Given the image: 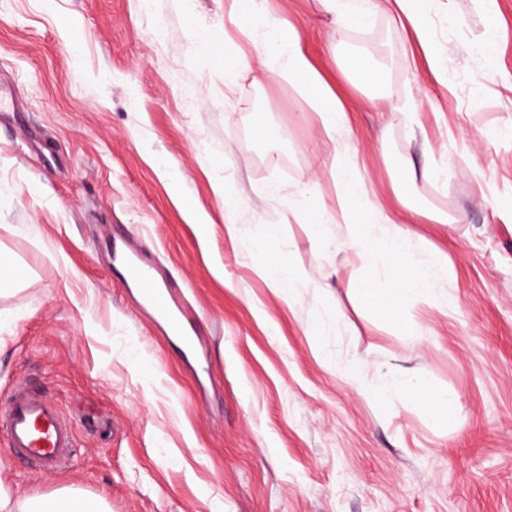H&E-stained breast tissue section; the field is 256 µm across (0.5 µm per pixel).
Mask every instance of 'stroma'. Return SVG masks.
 <instances>
[{"label": "stroma", "instance_id": "35a3bbf8", "mask_svg": "<svg viewBox=\"0 0 512 512\" xmlns=\"http://www.w3.org/2000/svg\"><path fill=\"white\" fill-rule=\"evenodd\" d=\"M258 2L241 32L232 0H0V263L30 273L0 296V395L27 379L78 445L45 474L0 436V488H74L109 512L218 498L224 512H512V0H428L444 80L387 14L352 26L322 0ZM267 17L341 97L350 128L335 139L282 77ZM224 36L252 68L214 63ZM356 50L381 87L329 61ZM338 157L409 229L414 259L447 256L434 302L370 307L355 283L389 288L393 271L346 263L339 237L304 223L312 208L343 217ZM118 225L184 282L206 358L138 315L112 272ZM273 249L296 301L271 286ZM351 361L377 385L409 373L429 397L369 399ZM448 391L443 425L430 397Z\"/></svg>", "mask_w": 512, "mask_h": 512}]
</instances>
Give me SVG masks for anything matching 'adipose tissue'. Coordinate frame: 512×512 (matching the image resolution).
<instances>
[{"label": "adipose tissue", "instance_id": "1", "mask_svg": "<svg viewBox=\"0 0 512 512\" xmlns=\"http://www.w3.org/2000/svg\"><path fill=\"white\" fill-rule=\"evenodd\" d=\"M375 9L394 15L402 24L408 25L420 47L426 62L435 75L446 72L444 57L436 50L431 33L425 25L424 0H374ZM284 72L289 81L303 89L307 101L318 112L322 126L326 132L334 133L347 129L349 115L343 102L321 77L316 65L301 46V37L296 31H289L288 43L284 48ZM337 186L340 190L345 208L352 223L363 225L365 232L361 235H346L343 246L353 258L365 259L374 265L387 268L405 263L406 274L397 276L392 292H385L376 282L364 281L358 284L357 290L377 305H386L388 297H402L406 294L417 295L423 301H432L436 290L428 272L419 264L408 259L404 251L407 232L398 230L384 238L379 251H371L368 238L373 235L376 227L386 222L387 216L382 204L371 201L366 182L353 166H346L336 174Z\"/></svg>", "mask_w": 512, "mask_h": 512}]
</instances>
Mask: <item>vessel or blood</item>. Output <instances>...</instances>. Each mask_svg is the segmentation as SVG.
<instances>
[{
    "instance_id": "1",
    "label": "vessel or blood",
    "mask_w": 512,
    "mask_h": 512,
    "mask_svg": "<svg viewBox=\"0 0 512 512\" xmlns=\"http://www.w3.org/2000/svg\"><path fill=\"white\" fill-rule=\"evenodd\" d=\"M114 270L126 287L139 290L144 307L168 322L174 337L189 342L196 333L195 320L179 306L177 284L163 276L148 253L125 247L115 256ZM0 433L10 448L42 471L66 467L77 448L73 427L58 407L21 382L0 401Z\"/></svg>"
}]
</instances>
